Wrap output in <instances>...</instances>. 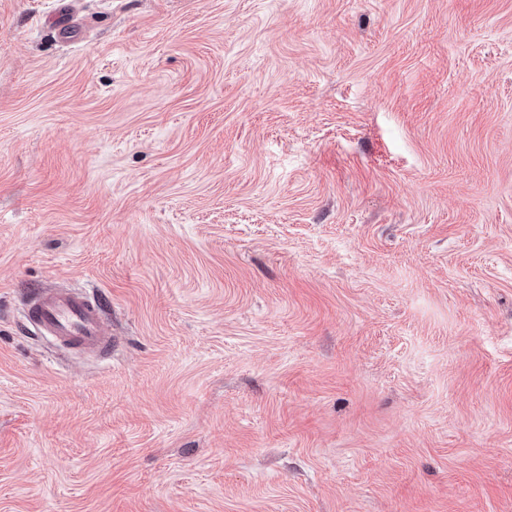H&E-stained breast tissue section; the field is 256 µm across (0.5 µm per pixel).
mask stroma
Instances as JSON below:
<instances>
[{"label": "stroma", "instance_id": "stroma-1", "mask_svg": "<svg viewBox=\"0 0 512 512\" xmlns=\"http://www.w3.org/2000/svg\"><path fill=\"white\" fill-rule=\"evenodd\" d=\"M72 2L0 0V512H512V0ZM26 324L64 347L100 355L114 339L104 325V304L97 291L53 288L32 291L24 299Z\"/></svg>", "mask_w": 512, "mask_h": 512}]
</instances>
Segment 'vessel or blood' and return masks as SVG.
<instances>
[{"label": "vessel or blood", "instance_id": "b4317fda", "mask_svg": "<svg viewBox=\"0 0 512 512\" xmlns=\"http://www.w3.org/2000/svg\"><path fill=\"white\" fill-rule=\"evenodd\" d=\"M26 324L64 347L100 355L112 350L104 325V304L97 291L41 289L26 294Z\"/></svg>", "mask_w": 512, "mask_h": 512}]
</instances>
